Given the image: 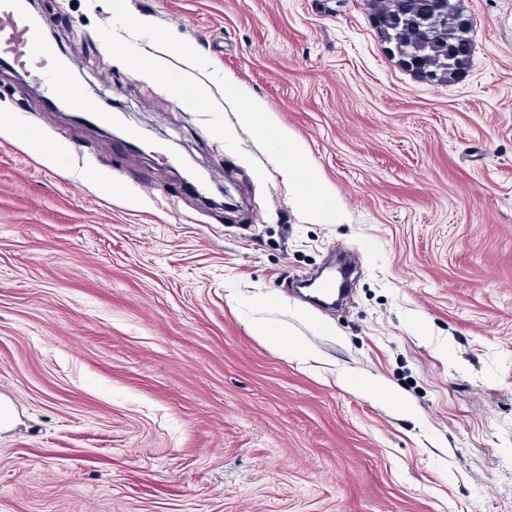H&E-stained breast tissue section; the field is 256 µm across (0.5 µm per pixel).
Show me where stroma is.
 <instances>
[{"label":"stroma","instance_id":"stroma-1","mask_svg":"<svg viewBox=\"0 0 512 512\" xmlns=\"http://www.w3.org/2000/svg\"><path fill=\"white\" fill-rule=\"evenodd\" d=\"M126 2L208 59L134 40L239 148L104 49V0H35L70 79L147 138L0 71V120L56 152L0 137V512H512V0H463L449 84L398 65L366 0ZM221 76L306 145L341 222L301 214ZM338 248L355 278L323 311L296 283ZM251 335L264 344L276 348H288L290 351L296 349L288 343V327L280 326L274 328L267 322L257 320L250 328Z\"/></svg>","mask_w":512,"mask_h":512}]
</instances>
